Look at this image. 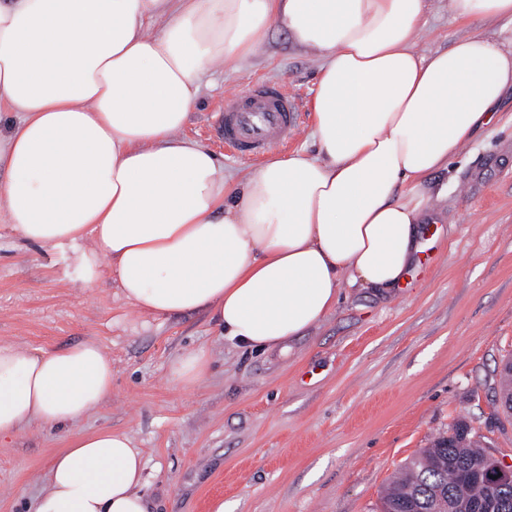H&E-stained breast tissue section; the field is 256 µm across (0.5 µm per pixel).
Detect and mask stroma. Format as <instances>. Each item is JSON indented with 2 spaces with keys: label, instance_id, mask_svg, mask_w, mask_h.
Here are the masks:
<instances>
[{
  "label": "stroma",
  "instance_id": "35a3bbf8",
  "mask_svg": "<svg viewBox=\"0 0 512 512\" xmlns=\"http://www.w3.org/2000/svg\"><path fill=\"white\" fill-rule=\"evenodd\" d=\"M512 34L505 18L461 21L428 0L420 52L456 37ZM318 62L284 28L258 52L204 81L184 133L224 174L256 167L225 148L212 116L225 95L281 85L298 130L280 156L315 155ZM438 223L427 265L389 296L343 286L336 306L289 343L258 353L225 338L203 313H137L115 276L86 287L60 254L19 239L0 214V345L60 349L94 339L112 362V395L63 427L33 425L0 441V512H30L70 436L123 429L144 452L152 512H380L392 475L466 419L512 462V419L492 402L512 353V95L447 168L424 181ZM208 350L205 383L185 391L172 363Z\"/></svg>",
  "mask_w": 512,
  "mask_h": 512
}]
</instances>
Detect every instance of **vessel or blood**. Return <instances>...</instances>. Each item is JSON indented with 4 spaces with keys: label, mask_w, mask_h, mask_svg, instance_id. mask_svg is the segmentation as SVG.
Returning <instances> with one entry per match:
<instances>
[{
    "label": "vessel or blood",
    "mask_w": 512,
    "mask_h": 512,
    "mask_svg": "<svg viewBox=\"0 0 512 512\" xmlns=\"http://www.w3.org/2000/svg\"><path fill=\"white\" fill-rule=\"evenodd\" d=\"M298 107L294 98L273 85L257 87L249 96L226 97L217 119L224 145L234 153L259 157L271 148L287 144L297 129Z\"/></svg>",
    "instance_id": "vessel-or-blood-1"
}]
</instances>
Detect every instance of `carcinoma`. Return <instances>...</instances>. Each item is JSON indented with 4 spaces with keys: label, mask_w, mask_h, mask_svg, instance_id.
Segmentation results:
<instances>
[{
    "label": "carcinoma",
    "mask_w": 512,
    "mask_h": 512,
    "mask_svg": "<svg viewBox=\"0 0 512 512\" xmlns=\"http://www.w3.org/2000/svg\"><path fill=\"white\" fill-rule=\"evenodd\" d=\"M494 404L512 415V358L501 361ZM486 436L464 421L419 449L399 468L381 496V512H456L464 498L487 512H512V489L505 501L488 500L490 470Z\"/></svg>",
    "instance_id": "obj_1"
}]
</instances>
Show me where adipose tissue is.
Wrapping results in <instances>:
<instances>
[{"label": "adipose tissue", "mask_w": 512, "mask_h": 512, "mask_svg": "<svg viewBox=\"0 0 512 512\" xmlns=\"http://www.w3.org/2000/svg\"><path fill=\"white\" fill-rule=\"evenodd\" d=\"M427 0H0V210L22 240L111 271L140 313L202 312L271 351L342 285L397 289L420 249L423 184L512 90V37L414 49ZM275 26L314 51L317 156L240 181L183 134L205 79ZM112 366L87 340L0 345V436L97 410ZM124 431L71 440L33 512H150Z\"/></svg>", "instance_id": "1"}]
</instances>
